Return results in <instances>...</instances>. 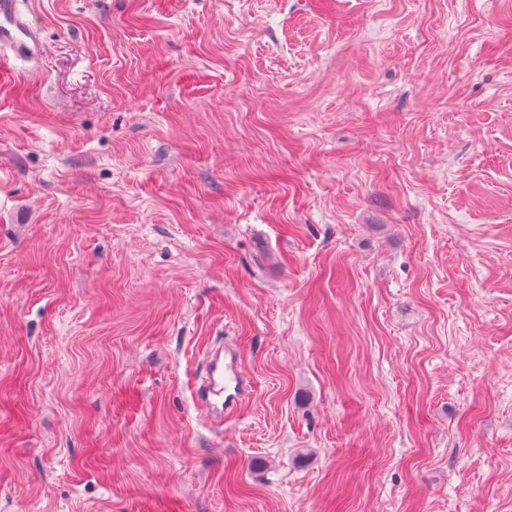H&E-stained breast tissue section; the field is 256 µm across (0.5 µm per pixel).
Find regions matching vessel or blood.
Segmentation results:
<instances>
[{
	"label": "vessel or blood",
	"instance_id": "b4317fda",
	"mask_svg": "<svg viewBox=\"0 0 512 512\" xmlns=\"http://www.w3.org/2000/svg\"><path fill=\"white\" fill-rule=\"evenodd\" d=\"M43 51L38 27L20 7V0H0V52L37 63ZM207 381L196 389L197 407L216 421L234 414L251 390L232 346L213 352L206 365Z\"/></svg>",
	"mask_w": 512,
	"mask_h": 512
}]
</instances>
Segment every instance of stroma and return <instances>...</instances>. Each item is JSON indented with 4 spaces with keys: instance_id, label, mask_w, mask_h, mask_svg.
Listing matches in <instances>:
<instances>
[{
    "instance_id": "stroma-1",
    "label": "stroma",
    "mask_w": 512,
    "mask_h": 512,
    "mask_svg": "<svg viewBox=\"0 0 512 512\" xmlns=\"http://www.w3.org/2000/svg\"><path fill=\"white\" fill-rule=\"evenodd\" d=\"M23 2L0 512H512V0ZM224 351L225 363L221 359ZM207 381L195 390L197 407L212 419L223 423L234 414L251 391L249 379L243 374L236 348L225 345L213 352L206 365Z\"/></svg>"
}]
</instances>
